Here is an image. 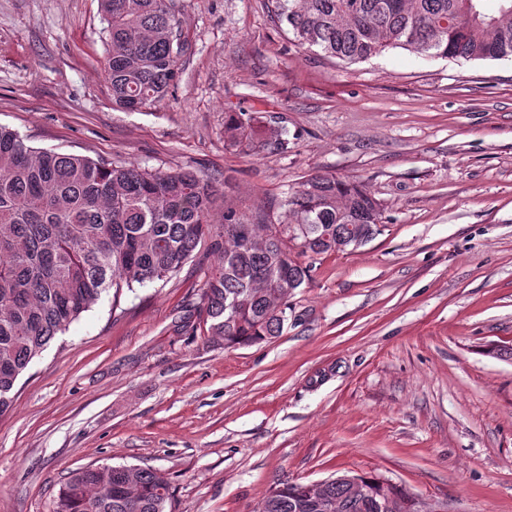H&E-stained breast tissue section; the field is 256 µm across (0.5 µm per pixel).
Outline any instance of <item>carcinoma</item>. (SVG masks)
<instances>
[{
  "mask_svg": "<svg viewBox=\"0 0 512 512\" xmlns=\"http://www.w3.org/2000/svg\"><path fill=\"white\" fill-rule=\"evenodd\" d=\"M298 45L342 61L401 47L429 58H512V0H271ZM106 77L127 110L163 96L187 51L178 0H101ZM260 112H228L224 140L288 150V132L264 128ZM216 189L190 170L105 163L34 148L0 126V414L19 378L52 340L107 291L117 300L176 276L199 246L216 256L200 301L207 333L226 346L282 333L288 296L309 284V254L333 251L320 236L338 224L379 234V202L356 183L311 175L286 200L291 223L308 227L293 250L284 224L233 209L210 222ZM377 490L329 480L315 492L283 482L257 512H383ZM55 512H173L171 481L128 465L71 473Z\"/></svg>",
  "mask_w": 512,
  "mask_h": 512,
  "instance_id": "carcinoma-1",
  "label": "carcinoma"
}]
</instances>
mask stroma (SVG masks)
Wrapping results in <instances>:
<instances>
[{
  "mask_svg": "<svg viewBox=\"0 0 512 512\" xmlns=\"http://www.w3.org/2000/svg\"><path fill=\"white\" fill-rule=\"evenodd\" d=\"M165 95L112 101L100 0H0V126L29 145L177 171L285 219L315 173L362 184L384 230L319 256L280 336L210 341L200 254L102 294L0 414V512H54L72 471L152 467L174 512H255L281 480L378 473L428 512H512V59L296 46L267 0H180ZM259 111L284 153L224 141Z\"/></svg>",
  "mask_w": 512,
  "mask_h": 512,
  "instance_id": "obj_1",
  "label": "stroma"
}]
</instances>
